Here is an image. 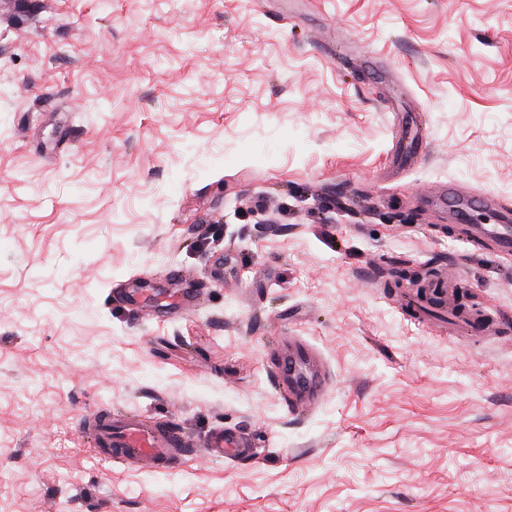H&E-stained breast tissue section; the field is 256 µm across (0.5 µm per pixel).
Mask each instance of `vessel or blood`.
Listing matches in <instances>:
<instances>
[{"mask_svg": "<svg viewBox=\"0 0 512 512\" xmlns=\"http://www.w3.org/2000/svg\"><path fill=\"white\" fill-rule=\"evenodd\" d=\"M480 230L495 239L502 251H512V225L508 222L498 220L481 225ZM418 319L426 324L437 323L452 334L473 335L483 331L481 323L464 313L435 321L430 314L422 312ZM313 355L314 349L308 342L294 338L273 365L277 383L288 394L289 412L312 410L333 386L324 371L311 369ZM82 428L101 458L136 464L151 472L175 473L190 455L202 458L218 453L238 460L252 454L240 437L221 431L211 435L203 447L189 448L186 435L178 425H156L124 411L98 410L83 418Z\"/></svg>", "mask_w": 512, "mask_h": 512, "instance_id": "obj_1", "label": "vessel or blood"}]
</instances>
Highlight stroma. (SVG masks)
<instances>
[{
	"mask_svg": "<svg viewBox=\"0 0 512 512\" xmlns=\"http://www.w3.org/2000/svg\"><path fill=\"white\" fill-rule=\"evenodd\" d=\"M448 184L512 209V0H0V512H512V255ZM449 267L498 335L398 305ZM99 407L255 454L106 463ZM289 340L273 364L276 381L288 393L290 413L309 411L324 400L333 383L324 371L310 368L314 348L308 342L291 336Z\"/></svg>",
	"mask_w": 512,
	"mask_h": 512,
	"instance_id": "obj_1",
	"label": "stroma"
}]
</instances>
